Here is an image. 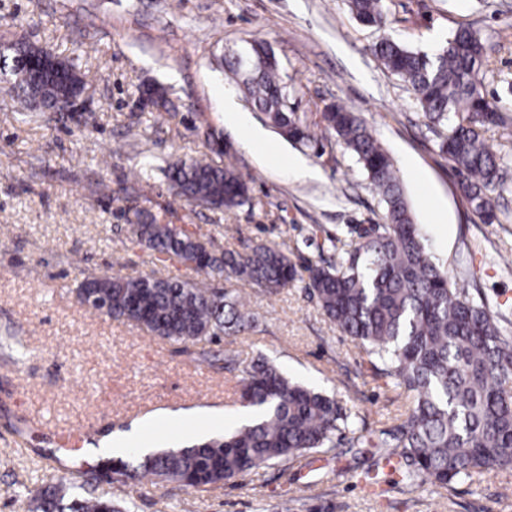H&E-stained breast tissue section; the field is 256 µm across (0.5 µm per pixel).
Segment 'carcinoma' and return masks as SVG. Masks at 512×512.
Segmentation results:
<instances>
[{"mask_svg": "<svg viewBox=\"0 0 512 512\" xmlns=\"http://www.w3.org/2000/svg\"><path fill=\"white\" fill-rule=\"evenodd\" d=\"M362 24L384 28L385 0H349ZM374 56L413 92L438 137V148L456 172L460 189L485 221L497 219L491 193L507 191L502 159L474 130L503 122L496 103L483 93L486 49L477 31L458 28L429 56L386 37L372 47ZM27 61L18 69L7 59ZM246 99L285 138L316 143L315 132L288 106L287 86L267 43L252 38L225 59ZM0 83L5 94L25 108L37 104L55 110L53 119L93 125V114L74 117L58 105L81 94L86 74L30 42L0 51ZM149 107L166 108L161 86H146ZM321 123L348 148L385 203L380 224H350L347 239L330 240L335 260L320 258L304 267L305 288L323 314L357 340L379 375L411 400L399 417L380 428L359 423L358 414L338 400L288 379L266 359L239 380L247 405L259 419L177 452L140 460L135 453L110 466L117 481L176 483L214 489L270 464H286L303 454H329L343 445L373 448L377 464L397 475L395 484L409 493L458 484L496 469L512 468V335L504 330L487 300L451 281L426 251L408 206L394 163L356 112L331 105ZM173 195L209 209L245 205L248 186L232 168L194 157L167 173ZM137 242L161 261L192 264L201 279L170 276L88 275L77 282L76 297L88 289L101 294L111 318H125L162 340L213 341L250 326L245 303L214 283L229 272L275 294L301 278L282 250L256 245L244 253L216 254L187 224L160 223L134 208ZM56 489L39 493L41 512H64ZM72 512H119L112 501L87 492Z\"/></svg>", "mask_w": 512, "mask_h": 512, "instance_id": "1", "label": "carcinoma"}]
</instances>
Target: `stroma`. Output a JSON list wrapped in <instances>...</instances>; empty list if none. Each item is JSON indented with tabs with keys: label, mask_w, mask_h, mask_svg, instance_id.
<instances>
[{
	"label": "stroma",
	"mask_w": 512,
	"mask_h": 512,
	"mask_svg": "<svg viewBox=\"0 0 512 512\" xmlns=\"http://www.w3.org/2000/svg\"><path fill=\"white\" fill-rule=\"evenodd\" d=\"M389 24H361L347 0H0V43L27 40L78 64L87 75L83 97L92 129L50 122L39 109L23 117L0 97V339L26 352L14 363L0 348V512H18L23 489L48 488L70 471L67 499L97 466L85 448L107 433L146 419L145 443L180 444L174 413L212 410L216 434L238 427L239 379L259 356L289 377L335 397L373 428L398 415V389L375 373L359 344L321 311L303 282L276 294L229 276L221 288L248 294L259 321L224 336L211 350L230 364L209 366L183 345L81 305V274L110 270L139 277L168 270L183 280L196 271L161 267L129 225L133 207L160 221L194 224L215 250L248 251L257 243L282 249L299 265L317 262L320 247L348 224L381 223L384 204L336 137L312 148L288 141L229 81L222 58L260 37L272 51L289 100L308 125L327 106L361 113L392 157L405 198L429 252L460 286L479 292L512 331V190L486 223L463 196L440 155L412 92L372 54L390 36L433 52L459 26L486 44L483 90L505 105L509 122L478 132L507 164L512 187V0H386ZM163 85L174 117L158 128L133 102L140 86ZM232 99L243 122H224ZM206 124L207 132L197 131ZM212 140H205V133ZM264 147H248L251 134ZM235 169L250 201L232 210L187 204L168 189L169 165L200 154ZM311 173L294 175L288 158ZM148 176L150 199L138 195ZM82 435L84 450L62 444ZM368 450L306 456L262 467L224 487L200 491L169 485L159 498L148 485L100 483L99 495L130 512H512V469L485 473L479 484L438 494L363 483Z\"/></svg>",
	"instance_id": "stroma-1"
}]
</instances>
